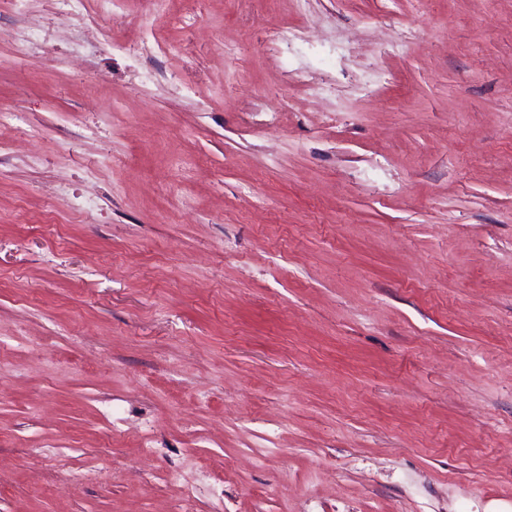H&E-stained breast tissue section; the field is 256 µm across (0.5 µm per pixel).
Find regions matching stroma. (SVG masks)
I'll use <instances>...</instances> for the list:
<instances>
[{"mask_svg":"<svg viewBox=\"0 0 512 512\" xmlns=\"http://www.w3.org/2000/svg\"><path fill=\"white\" fill-rule=\"evenodd\" d=\"M512 506V0H0V512Z\"/></svg>","mask_w":512,"mask_h":512,"instance_id":"1","label":"stroma"}]
</instances>
